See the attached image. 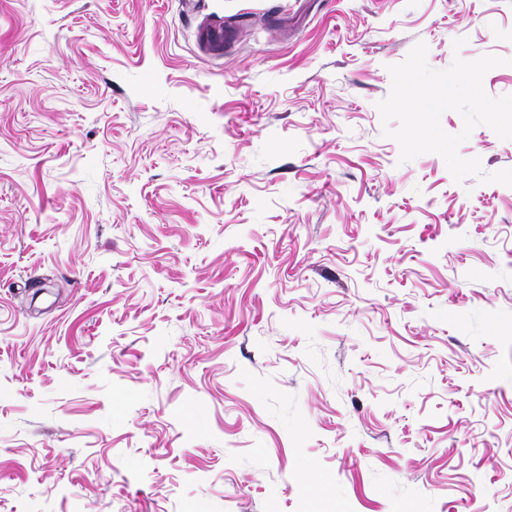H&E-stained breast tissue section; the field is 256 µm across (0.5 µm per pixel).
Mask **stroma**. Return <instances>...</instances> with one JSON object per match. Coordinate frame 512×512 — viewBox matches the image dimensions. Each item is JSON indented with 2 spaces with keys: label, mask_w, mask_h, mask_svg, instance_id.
Returning <instances> with one entry per match:
<instances>
[{
  "label": "stroma",
  "mask_w": 512,
  "mask_h": 512,
  "mask_svg": "<svg viewBox=\"0 0 512 512\" xmlns=\"http://www.w3.org/2000/svg\"><path fill=\"white\" fill-rule=\"evenodd\" d=\"M269 2L0 0V512H512V187L377 109L512 0Z\"/></svg>",
  "instance_id": "stroma-1"
}]
</instances>
